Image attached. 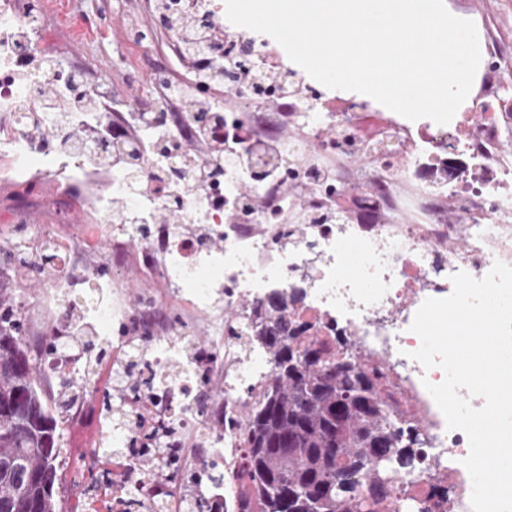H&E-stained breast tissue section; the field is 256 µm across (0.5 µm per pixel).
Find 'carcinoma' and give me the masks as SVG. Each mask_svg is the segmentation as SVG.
Instances as JSON below:
<instances>
[{
    "label": "carcinoma",
    "mask_w": 512,
    "mask_h": 512,
    "mask_svg": "<svg viewBox=\"0 0 512 512\" xmlns=\"http://www.w3.org/2000/svg\"><path fill=\"white\" fill-rule=\"evenodd\" d=\"M21 308L0 267V512H61L58 420L24 340ZM251 321V341L271 370L240 429L238 462L222 475L245 483L239 512H374L390 495L387 462L412 461L387 426L376 381L359 362L308 341L284 294L254 305ZM146 465L168 481L180 472L173 456ZM19 471L29 474L24 486Z\"/></svg>",
    "instance_id": "1"
}]
</instances>
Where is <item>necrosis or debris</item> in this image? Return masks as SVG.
I'll return each instance as SVG.
<instances>
[{"label":"necrosis or debris","instance_id":"necrosis-or-debris-1","mask_svg":"<svg viewBox=\"0 0 512 512\" xmlns=\"http://www.w3.org/2000/svg\"><path fill=\"white\" fill-rule=\"evenodd\" d=\"M189 5L209 34L190 59L187 91L198 111L159 110L153 92L168 81L162 72L144 81L136 102L71 113L70 132L109 131L64 151L31 132L36 121L56 120L39 110L34 80L52 85L63 104L76 93L75 72L40 71L52 36L29 0H0V174L63 187L51 200L29 192L0 206L5 227L34 208L49 216L20 233L30 268L54 256L48 290L25 304L30 312L55 305L57 354L40 365L48 390L75 381L73 336L117 337L111 357L90 370L93 381L108 375L122 386L124 423L113 433L120 452L103 468L110 493L85 494L68 461L59 473L63 512H189L200 499L237 512L223 483L158 482L143 458L163 457L174 439L186 469L236 464L234 430L270 370L247 338L250 308L274 292L288 295L310 340H345V356L374 371L391 426L414 441L412 465L397 467L378 512H472L469 440L448 429L427 391L444 372L412 359L421 341L410 325L426 299L452 293L456 272L479 279L495 261L512 265V144L502 135L512 114L499 79L484 73L449 124L411 121L372 100L322 94L272 37L233 25L224 0H166V18ZM219 69L231 84L228 104L203 79ZM261 71L280 79L258 81ZM215 130L231 146L211 161L208 192L179 195L173 147ZM133 161L151 178L150 193L130 190ZM90 182L97 191L78 204ZM175 199L182 223H158V209ZM92 252L115 276L87 278L81 258ZM131 253L145 284L135 302L117 274ZM174 302L181 313L165 320ZM204 376L223 377L225 389L200 394ZM134 435L143 445L136 455L125 450Z\"/></svg>","mask_w":512,"mask_h":512}]
</instances>
